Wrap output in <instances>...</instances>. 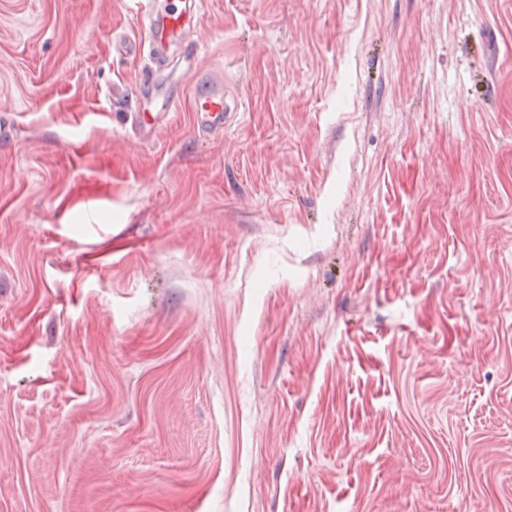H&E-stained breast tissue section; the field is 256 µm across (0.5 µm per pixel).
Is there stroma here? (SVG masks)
Listing matches in <instances>:
<instances>
[{
	"mask_svg": "<svg viewBox=\"0 0 512 512\" xmlns=\"http://www.w3.org/2000/svg\"><path fill=\"white\" fill-rule=\"evenodd\" d=\"M202 14L142 143L130 0H0V512H512V0ZM200 1L190 4L183 0H135L134 6L148 38L140 41L129 54L150 58L155 65L151 77L144 82L149 95L150 120L144 112H132L130 119L136 137L152 141L156 128L178 112L184 97L182 84L172 83L161 77L166 67V53L171 45L183 50L184 71L194 78L189 92V112L194 126L203 133L224 135L233 115L239 111V101L231 96L224 78L201 77L200 33L202 17ZM201 77V78H199Z\"/></svg>",
	"mask_w": 512,
	"mask_h": 512,
	"instance_id": "stroma-1",
	"label": "stroma"
}]
</instances>
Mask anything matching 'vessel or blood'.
<instances>
[{
	"label": "vessel or blood",
	"instance_id": "obj_1",
	"mask_svg": "<svg viewBox=\"0 0 512 512\" xmlns=\"http://www.w3.org/2000/svg\"><path fill=\"white\" fill-rule=\"evenodd\" d=\"M134 6L148 37L135 45L133 53L148 56L154 65L145 82L149 110L130 115L137 138L152 141L157 126L179 111L185 101L190 104L192 121L198 130L223 134L240 104L223 79L202 76L199 70L202 27L199 0H134ZM173 45L183 50L184 70L194 80L191 88L166 81L162 76L167 50Z\"/></svg>",
	"mask_w": 512,
	"mask_h": 512
}]
</instances>
